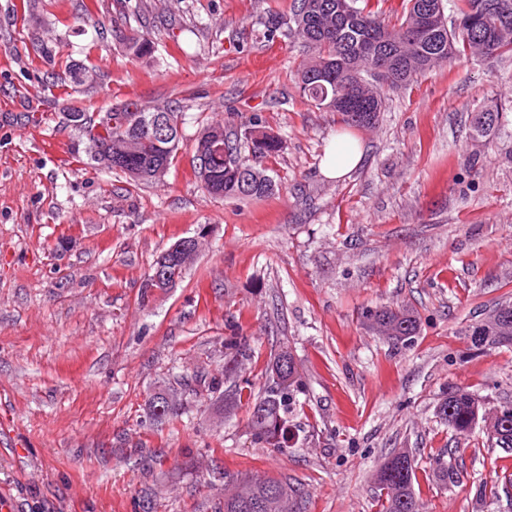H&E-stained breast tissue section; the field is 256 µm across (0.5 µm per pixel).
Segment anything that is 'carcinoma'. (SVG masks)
<instances>
[{"label": "carcinoma", "instance_id": "carcinoma-1", "mask_svg": "<svg viewBox=\"0 0 512 512\" xmlns=\"http://www.w3.org/2000/svg\"><path fill=\"white\" fill-rule=\"evenodd\" d=\"M401 22L390 25L374 0H294L286 18L273 17L265 24L267 37L273 38L283 28L311 50V57L299 69V87L303 99L343 116L352 126L370 129L376 124L383 107L384 90L406 85L436 64H452L469 55L494 57L512 53V0H451L455 20L414 36L422 10L431 6L446 10L445 0H405ZM118 44L141 58L151 54L152 42L138 33L113 31ZM383 61L391 72L388 84L369 82V70ZM171 116L180 123L179 113L170 108H150L129 101L122 110H112V124L94 130L83 123L81 113L69 114L71 121L82 123L87 133H96L105 145H112V160L120 163L118 173L129 184L141 185L159 180L169 167L180 143L176 135L167 142H155L145 131L153 116ZM506 119L497 108H484L472 116L473 134L489 138ZM224 125L211 123L199 133L194 146L195 173L202 188L210 195L261 199L273 193L275 184L258 164L279 154L282 138L262 126L254 117L243 125L235 138L224 136V153L214 154L208 143ZM187 264L178 261L153 262L142 281L141 299L154 289L174 288L183 278ZM498 320L489 318L469 326L471 349L483 352L509 346L511 340L500 338V329H512V303L495 308ZM368 328L387 340L406 345L418 333L417 312L406 306H380L365 313ZM224 374L204 383V397L224 400V410L248 407L251 442L265 448H286L294 438L289 416L302 393L297 363L289 350L279 352L271 363L267 386L256 393L238 380V366L251 357L252 347L245 336L225 339ZM184 405L170 404L164 397L154 398V420L164 424L178 420ZM437 414L449 429L459 435L483 425L488 440L512 451V404L486 409L470 391L448 387V397L438 404ZM416 461L413 453L398 450L390 453L373 473L372 479L384 500V512H421L413 481ZM264 501L263 512H302L304 492L276 477H254L236 473L224 475V506L218 512H253L250 505Z\"/></svg>", "mask_w": 512, "mask_h": 512}]
</instances>
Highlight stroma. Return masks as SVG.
Here are the masks:
<instances>
[{
    "label": "stroma",
    "mask_w": 512,
    "mask_h": 512,
    "mask_svg": "<svg viewBox=\"0 0 512 512\" xmlns=\"http://www.w3.org/2000/svg\"><path fill=\"white\" fill-rule=\"evenodd\" d=\"M0 0V493L15 512H212L225 473L288 478L304 512H380L372 474L395 448L417 460L423 512H512L477 500L512 475V452L437 415L449 387L486 406L512 402V347L473 354L466 327L512 300V55L437 65L387 93L365 156L326 178L327 149L348 128L299 97L301 41L264 36L293 0ZM147 31L136 58L113 30ZM51 41L46 67L35 38ZM94 53H87L89 44ZM91 63L90 89L46 71ZM182 114L161 181L132 186L91 159L72 112L127 101ZM503 106L490 138L471 112ZM280 133L262 199L204 192L192 165L203 126L250 118ZM202 245L178 288L141 299L155 257L184 237ZM420 316L402 346L369 331L364 311ZM249 337L254 389L289 348L304 392L287 448L255 446L246 409L184 396L156 425L153 396L224 367V338ZM455 449L456 485L435 477Z\"/></svg>",
    "instance_id": "stroma-1"
}]
</instances>
